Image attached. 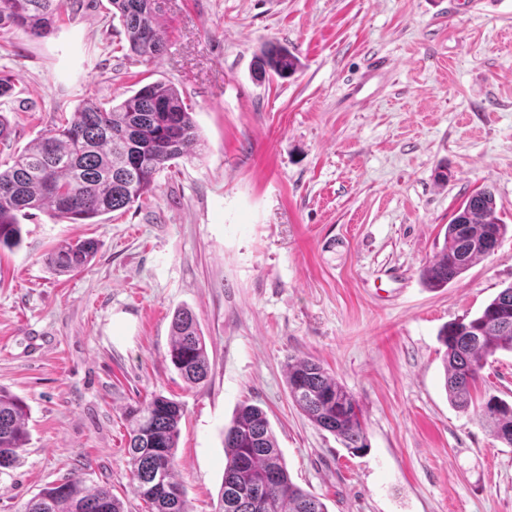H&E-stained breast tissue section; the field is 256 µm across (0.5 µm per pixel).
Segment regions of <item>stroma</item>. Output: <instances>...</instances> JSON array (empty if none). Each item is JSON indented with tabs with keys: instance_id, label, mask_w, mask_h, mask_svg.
Wrapping results in <instances>:
<instances>
[{
	"instance_id": "1",
	"label": "stroma",
	"mask_w": 512,
	"mask_h": 512,
	"mask_svg": "<svg viewBox=\"0 0 512 512\" xmlns=\"http://www.w3.org/2000/svg\"><path fill=\"white\" fill-rule=\"evenodd\" d=\"M106 4L66 0L42 38L0 29L15 128L0 164L81 101L156 80L177 87L203 145L148 200L100 224L39 212L0 249V388L26 405L29 433L0 474V512L67 478L142 512L123 411L155 394L185 410L176 478L191 512L214 510L244 403L329 512H512V447L451 406L438 338L512 284V0H155L166 50L150 65L126 57ZM269 41L298 56L291 78H254ZM486 188L509 226L498 249L426 287L422 266ZM88 238L85 269L50 267L56 246ZM184 307L206 339L197 385L168 356ZM303 357L357 400L365 452L293 403L286 366ZM472 395L512 402L511 353Z\"/></svg>"
}]
</instances>
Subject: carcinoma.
<instances>
[{
	"label": "carcinoma",
	"instance_id": "1",
	"mask_svg": "<svg viewBox=\"0 0 512 512\" xmlns=\"http://www.w3.org/2000/svg\"><path fill=\"white\" fill-rule=\"evenodd\" d=\"M112 18L124 30L125 56L153 63L165 52V41L153 0H109ZM64 0H0V28L45 36L59 20ZM299 59L279 43L268 42L256 56L260 78L287 79ZM201 135L190 106L179 91L150 82L111 107L90 101L71 119L39 136L19 152L12 165L0 168V248L22 241L19 218L44 210L58 221L84 224L126 209L152 193L158 175L172 162L193 156ZM507 225L496 215L494 196H471L448 224L441 250L420 276L429 288H444L477 260L488 256L486 242L503 237ZM98 252L92 239L65 244L50 255L61 272L88 266ZM446 347L445 388L450 402L467 410L471 389L487 359L512 353V285L501 290L472 318L443 327ZM174 368L189 383L207 376L206 343L193 313L178 311L172 321L169 351ZM288 390L305 416L334 435L351 453L367 448L356 399L311 358L288 362ZM478 422L512 447V403L491 397L474 408ZM182 405L162 394L127 407L130 425L128 466L132 487L146 512H191L186 492L175 479L176 448L181 434ZM27 411L21 400L0 389V473L19 463L28 440ZM224 481L216 512H328L321 497L293 482L265 412L241 405L224 430ZM165 460L157 473V458ZM25 512H125L107 486L88 488L68 479L42 489Z\"/></svg>",
	"mask_w": 512,
	"mask_h": 512
}]
</instances>
